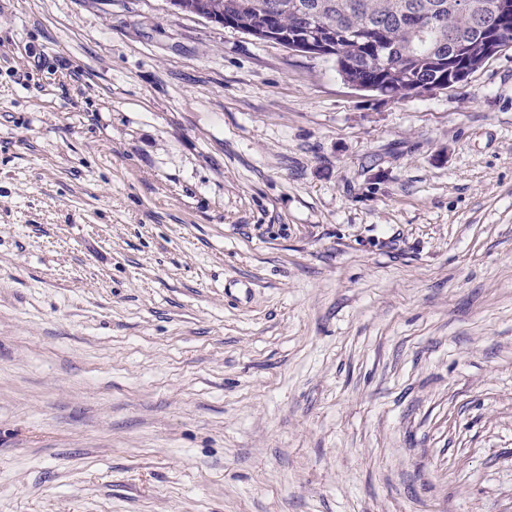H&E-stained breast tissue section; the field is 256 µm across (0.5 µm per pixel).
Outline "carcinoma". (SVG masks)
Instances as JSON below:
<instances>
[{"instance_id": "1", "label": "carcinoma", "mask_w": 512, "mask_h": 512, "mask_svg": "<svg viewBox=\"0 0 512 512\" xmlns=\"http://www.w3.org/2000/svg\"><path fill=\"white\" fill-rule=\"evenodd\" d=\"M460 0H208L230 28H274L292 37L310 22L336 38L338 74L382 94L406 83L430 89L464 87L486 63L479 29L487 22L499 51L512 48V0H477L481 11L451 10Z\"/></svg>"}]
</instances>
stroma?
<instances>
[{
  "mask_svg": "<svg viewBox=\"0 0 512 512\" xmlns=\"http://www.w3.org/2000/svg\"><path fill=\"white\" fill-rule=\"evenodd\" d=\"M0 512H512V50L0 0Z\"/></svg>",
  "mask_w": 512,
  "mask_h": 512,
  "instance_id": "35a3bbf8",
  "label": "stroma"
}]
</instances>
